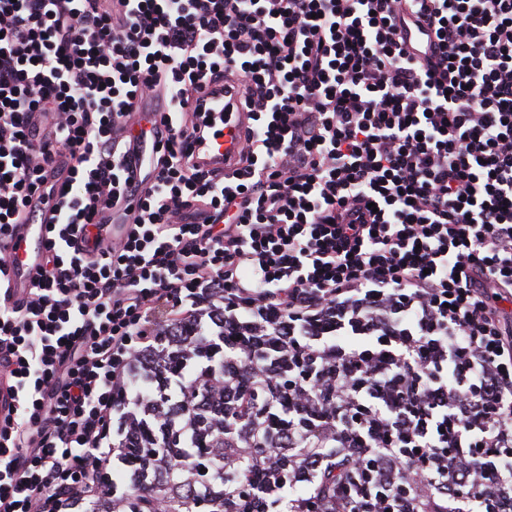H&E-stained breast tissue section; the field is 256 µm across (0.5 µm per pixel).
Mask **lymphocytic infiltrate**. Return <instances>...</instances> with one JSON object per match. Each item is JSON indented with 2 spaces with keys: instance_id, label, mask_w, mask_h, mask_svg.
Here are the masks:
<instances>
[{
  "instance_id": "obj_1",
  "label": "lymphocytic infiltrate",
  "mask_w": 512,
  "mask_h": 512,
  "mask_svg": "<svg viewBox=\"0 0 512 512\" xmlns=\"http://www.w3.org/2000/svg\"><path fill=\"white\" fill-rule=\"evenodd\" d=\"M2 374L0 512H512V0H0ZM207 112H212L214 124L224 119L223 135L213 140L211 137L197 148L211 161L227 166L239 159V152L245 138L248 125L246 112L249 110L241 105H234L225 89L212 92L207 98ZM47 208L44 205L35 207L32 204L31 214L26 217L25 224H15L11 241V264L8 288L14 301L23 299L31 287V275L34 268L41 262L45 243L49 239V224L44 221L52 212L56 199Z\"/></svg>"
}]
</instances>
